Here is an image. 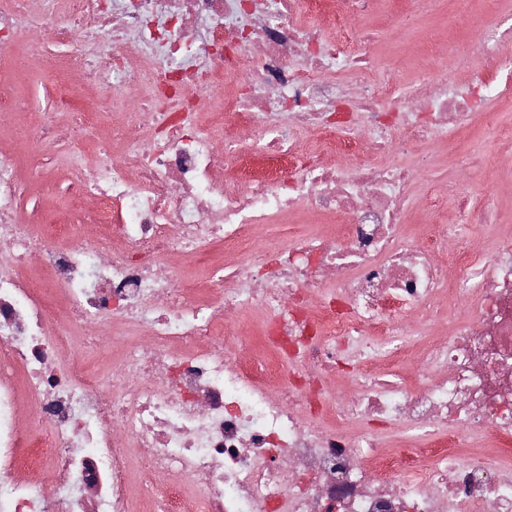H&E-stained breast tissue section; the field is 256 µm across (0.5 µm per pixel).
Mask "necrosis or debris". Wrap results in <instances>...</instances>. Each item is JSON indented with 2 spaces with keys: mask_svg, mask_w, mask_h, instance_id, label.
Segmentation results:
<instances>
[{
  "mask_svg": "<svg viewBox=\"0 0 512 512\" xmlns=\"http://www.w3.org/2000/svg\"><path fill=\"white\" fill-rule=\"evenodd\" d=\"M44 2L0 0V43L41 55ZM376 3L54 0L52 111L0 84L29 122L0 146V512H512V237L486 263L408 233L421 180L427 210L485 223L428 147L483 127L511 160L512 84L379 79ZM478 32L511 68L512 23ZM108 91L136 95L109 137ZM35 181L68 208L31 206ZM301 211L324 231L254 244ZM447 297L462 321L420 345ZM96 327L135 339L108 377L77 351Z\"/></svg>",
  "mask_w": 512,
  "mask_h": 512,
  "instance_id": "1",
  "label": "necrosis or debris"
}]
</instances>
